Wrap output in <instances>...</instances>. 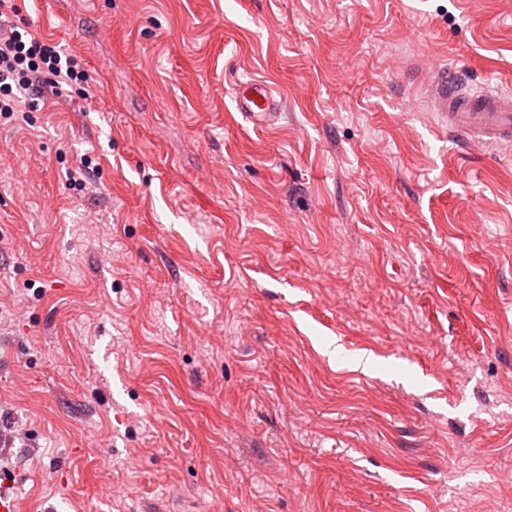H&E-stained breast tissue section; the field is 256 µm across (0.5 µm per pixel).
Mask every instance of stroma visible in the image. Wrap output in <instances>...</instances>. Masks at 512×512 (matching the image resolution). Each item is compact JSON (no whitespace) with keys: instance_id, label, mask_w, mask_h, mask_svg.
Listing matches in <instances>:
<instances>
[{"instance_id":"obj_1","label":"stroma","mask_w":512,"mask_h":512,"mask_svg":"<svg viewBox=\"0 0 512 512\" xmlns=\"http://www.w3.org/2000/svg\"><path fill=\"white\" fill-rule=\"evenodd\" d=\"M17 5L90 82L0 117L17 512H512V144L425 94L512 0ZM237 107L242 116L254 127L267 128L278 118V101L271 87L264 81L251 80L239 85ZM261 97V102H258Z\"/></svg>"}]
</instances>
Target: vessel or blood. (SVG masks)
Here are the masks:
<instances>
[{"label": "vessel or blood", "mask_w": 512, "mask_h": 512, "mask_svg": "<svg viewBox=\"0 0 512 512\" xmlns=\"http://www.w3.org/2000/svg\"><path fill=\"white\" fill-rule=\"evenodd\" d=\"M429 96L436 112L447 117L449 130L491 145L512 141V95L464 89L448 69L430 85ZM237 107L257 128L270 127L278 118L279 104L272 89L259 80L241 83Z\"/></svg>", "instance_id": "obj_1"}]
</instances>
